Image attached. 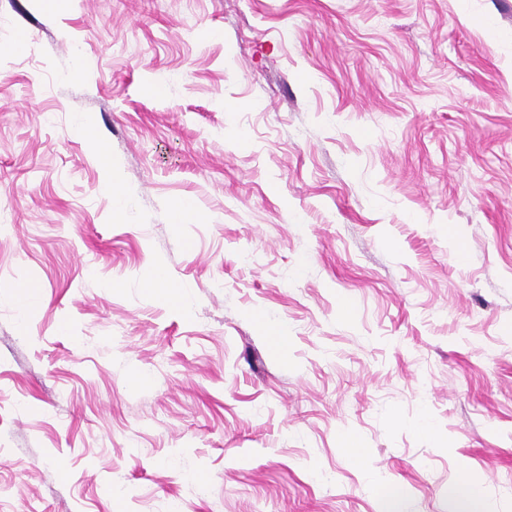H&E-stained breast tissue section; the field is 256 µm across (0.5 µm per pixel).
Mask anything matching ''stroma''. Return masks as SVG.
Returning <instances> with one entry per match:
<instances>
[{"instance_id": "35a3bbf8", "label": "stroma", "mask_w": 512, "mask_h": 512, "mask_svg": "<svg viewBox=\"0 0 512 512\" xmlns=\"http://www.w3.org/2000/svg\"><path fill=\"white\" fill-rule=\"evenodd\" d=\"M11 39L0 512H448L462 469L512 512V0H0ZM75 127L76 135L88 142L92 149L98 155H100L102 163L105 165L108 171V176L103 185V188L105 191L112 193V158H107L104 156L102 149L100 148L97 133L88 120L82 119L81 117L78 118L77 122L75 123ZM183 285L173 283L167 271L160 267L158 268L150 283H148L146 290L153 294L158 290H165L170 299L177 305L187 310L186 304V291ZM343 451L348 461L355 467L365 468L367 457L363 443L355 434H349L342 439Z\"/></svg>"}]
</instances>
